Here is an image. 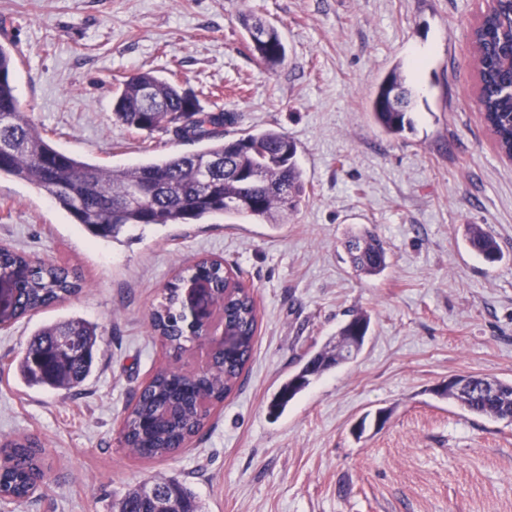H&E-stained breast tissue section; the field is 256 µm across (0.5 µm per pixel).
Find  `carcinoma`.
I'll use <instances>...</instances> for the list:
<instances>
[{"label":"carcinoma","mask_w":512,"mask_h":512,"mask_svg":"<svg viewBox=\"0 0 512 512\" xmlns=\"http://www.w3.org/2000/svg\"><path fill=\"white\" fill-rule=\"evenodd\" d=\"M241 25L256 59L268 67L280 64L286 54L279 30L253 15ZM481 91L479 102L486 124L497 135L501 150L512 152V0H498L473 30ZM16 60L0 44V176L30 183L45 191L55 203L94 237H116L126 226L185 224L211 215H236L279 224L296 212L306 196L303 171L296 161L297 145L280 130L268 128L225 139L224 126L235 121L231 112L207 111L197 97L150 72L124 77L114 99V116L128 128L149 135L172 131L182 140L199 143L193 153L169 155L126 167L104 168L57 149L25 118L15 94ZM408 90L400 72H390L371 99L375 123L387 134H397L411 124L407 117ZM218 159L231 166L211 168ZM148 182L155 196L143 202L134 190ZM467 245L493 263L501 259L500 247L478 224L466 225ZM346 248L355 270L378 275L388 266L384 243L369 231L352 234ZM214 283L215 301L224 311V329L237 340L234 350L213 355L211 366L195 383L186 380L172 364L159 368L126 415L120 441L139 455L160 458L195 436L206 424L214 405L235 389L249 362L257 330V308L252 292L239 275L218 260L203 259L190 269ZM12 281L16 291L14 317L21 318L64 301L80 292L81 284L64 266L35 261L10 247L0 249V279ZM181 276L165 288L163 302L152 313L153 330L166 353L180 358L187 350L189 331L179 301ZM370 319L357 314L340 330V336H365ZM56 336L70 338L71 352H53ZM98 341L96 328L81 318H70L34 334L19 360L27 382L50 389L79 386L91 373ZM340 364L327 352L316 354L293 379L285 382L269 405L273 415L310 384ZM467 390L443 387L440 396L478 415L503 419L512 408V383L495 382L494 392L484 389L487 379L468 376ZM43 478L36 440L23 437L0 445V498L15 504L29 500ZM157 499L173 512H201L194 493L171 480L155 484ZM156 504L145 487L130 490L112 505L115 512H153Z\"/></svg>","instance_id":"obj_1"}]
</instances>
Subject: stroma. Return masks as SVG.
Segmentation results:
<instances>
[{
	"label": "stroma",
	"instance_id": "obj_1",
	"mask_svg": "<svg viewBox=\"0 0 512 512\" xmlns=\"http://www.w3.org/2000/svg\"><path fill=\"white\" fill-rule=\"evenodd\" d=\"M487 0H0V43L28 119L57 147L123 167L190 151L173 133L128 129L112 112L124 76L151 72L235 113L227 138L275 128L297 144L307 196L286 223L211 216L97 239L45 192L0 177V244L76 273V297L0 330V439L45 450L40 487L0 512H112L146 481L175 479L202 512H512V423L437 389L457 375L512 382V161L476 93L472 25ZM273 24L284 62L260 64L240 17ZM399 69L412 124L382 132L370 94ZM503 257L469 249L466 225ZM368 228L390 250L357 274L343 242ZM238 266L258 330L235 391L164 458L119 441L133 396L167 357L151 329L165 285L202 257ZM362 349L280 417L281 383L351 314ZM98 327L94 368L71 390L28 385L18 361L40 328ZM387 420L376 424L378 412ZM365 422L363 434L354 427Z\"/></svg>",
	"mask_w": 512,
	"mask_h": 512
}]
</instances>
